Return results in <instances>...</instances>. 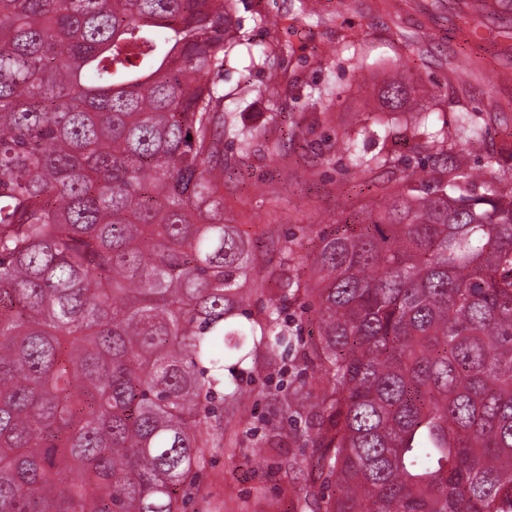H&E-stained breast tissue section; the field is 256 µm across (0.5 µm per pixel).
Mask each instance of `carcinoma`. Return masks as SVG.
I'll use <instances>...</instances> for the list:
<instances>
[{
	"label": "carcinoma",
	"instance_id": "cac0c4a2",
	"mask_svg": "<svg viewBox=\"0 0 512 512\" xmlns=\"http://www.w3.org/2000/svg\"><path fill=\"white\" fill-rule=\"evenodd\" d=\"M234 0H0V512H186L197 474L251 417L241 382L297 347L316 368L310 512H512V185L452 158L483 127L414 124L442 164L418 181L355 154L380 205L296 238L225 215L224 139L247 157L213 74ZM290 40L263 47L281 97ZM419 92L396 73L378 102ZM279 305L241 320L248 290ZM299 338L283 304L308 307ZM280 419L303 388L268 393Z\"/></svg>",
	"mask_w": 512,
	"mask_h": 512
}]
</instances>
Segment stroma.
I'll use <instances>...</instances> for the list:
<instances>
[{"instance_id": "stroma-1", "label": "stroma", "mask_w": 512, "mask_h": 512, "mask_svg": "<svg viewBox=\"0 0 512 512\" xmlns=\"http://www.w3.org/2000/svg\"><path fill=\"white\" fill-rule=\"evenodd\" d=\"M318 2L313 16L300 13L298 0L235 2L241 44L226 58L221 84L238 125L280 146L279 154L261 151L244 160L225 147L235 169L226 210L236 223L254 233L274 214L282 234L290 235L302 225L315 229L357 216L376 194L348 156L337 153L336 140L357 136L365 124L375 134L357 136L358 153L390 151L415 177L432 178V159L413 150L415 113L371 108L373 82L362 78V63L378 74L396 66L427 83L431 94L423 109L436 124L454 123L459 105L475 110L485 135L462 145L457 160L479 183H492L499 165L512 163V0ZM260 16L294 19L293 35L306 46V61L291 64L292 83L274 102L264 92L269 71L253 54L269 41L254 23ZM325 87L333 94L319 99ZM303 382L316 384L300 354L289 353L284 368L275 371L257 365L242 384L254 422L236 429L234 452L216 453L203 469L201 493L187 512H286L290 504H303L314 479L312 445L259 446L266 434V393ZM287 455L298 465L286 475L276 463Z\"/></svg>"}]
</instances>
